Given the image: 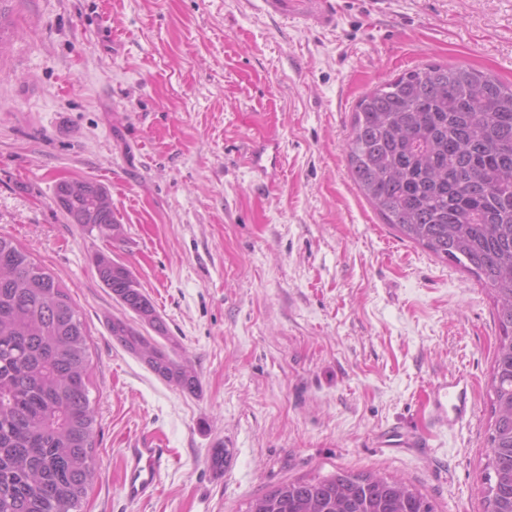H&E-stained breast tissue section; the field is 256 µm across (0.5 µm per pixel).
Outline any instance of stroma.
<instances>
[{"label": "stroma", "mask_w": 512, "mask_h": 512, "mask_svg": "<svg viewBox=\"0 0 512 512\" xmlns=\"http://www.w3.org/2000/svg\"><path fill=\"white\" fill-rule=\"evenodd\" d=\"M6 0L0 39V234L65 286L89 333L97 476L82 512H246L338 469L410 481L435 512H483L498 328L474 277L401 237L344 152L359 99L430 63L512 83V0ZM272 142L254 170L247 149ZM106 186L107 242L55 203ZM126 264L200 388L115 341L126 310L94 257ZM474 383L473 412L427 452L433 382ZM170 448L154 491L122 492L126 445ZM229 454L213 469V449Z\"/></svg>", "instance_id": "1"}]
</instances>
